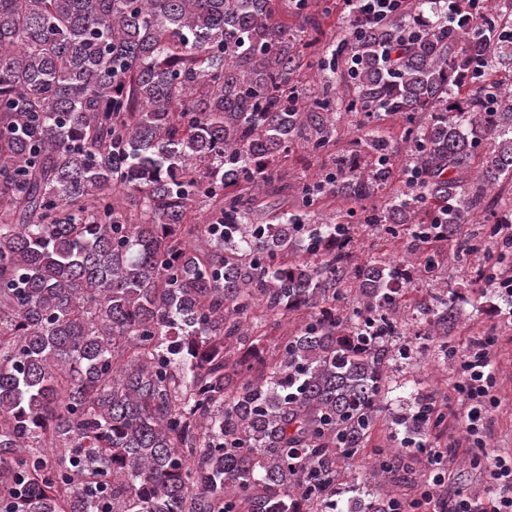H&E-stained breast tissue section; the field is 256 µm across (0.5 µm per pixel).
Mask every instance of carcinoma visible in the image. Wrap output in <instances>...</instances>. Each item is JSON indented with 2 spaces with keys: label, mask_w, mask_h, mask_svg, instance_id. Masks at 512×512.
<instances>
[{
  "label": "carcinoma",
  "mask_w": 512,
  "mask_h": 512,
  "mask_svg": "<svg viewBox=\"0 0 512 512\" xmlns=\"http://www.w3.org/2000/svg\"><path fill=\"white\" fill-rule=\"evenodd\" d=\"M458 2L479 34L445 0H409L323 41L276 19L306 0H0V512L333 510L412 280L353 263L356 225L405 239L435 281V240L479 224L469 256L512 224L495 192L512 179V0ZM473 56L483 75L459 88ZM343 112L358 134L298 186L302 209H258L296 143L329 151ZM324 194L346 215L313 217ZM345 286L360 299L342 310ZM455 297L430 296L426 335H448ZM257 308L275 327L306 314L269 364ZM444 420L392 424L407 446ZM392 509L367 493L345 512Z\"/></svg>",
  "instance_id": "obj_1"
}]
</instances>
